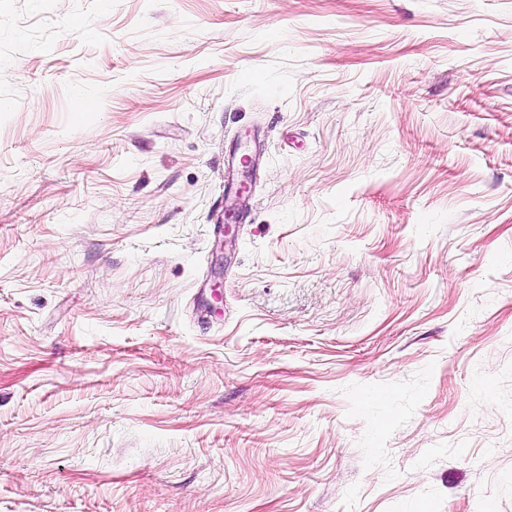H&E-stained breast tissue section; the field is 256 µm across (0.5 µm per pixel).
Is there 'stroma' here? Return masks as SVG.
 Returning <instances> with one entry per match:
<instances>
[{"label":"stroma","instance_id":"stroma-1","mask_svg":"<svg viewBox=\"0 0 512 512\" xmlns=\"http://www.w3.org/2000/svg\"><path fill=\"white\" fill-rule=\"evenodd\" d=\"M0 512H512V0H0Z\"/></svg>","mask_w":512,"mask_h":512}]
</instances>
